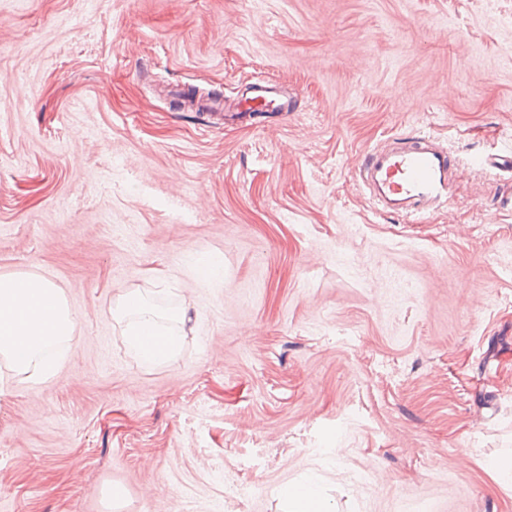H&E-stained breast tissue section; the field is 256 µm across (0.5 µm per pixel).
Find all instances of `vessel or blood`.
Masks as SVG:
<instances>
[{"mask_svg": "<svg viewBox=\"0 0 512 512\" xmlns=\"http://www.w3.org/2000/svg\"><path fill=\"white\" fill-rule=\"evenodd\" d=\"M244 106L269 112L279 107L277 93L261 82L252 83ZM454 159L430 135L394 138L369 152L358 178L383 212L425 217L443 200L452 186Z\"/></svg>", "mask_w": 512, "mask_h": 512, "instance_id": "1", "label": "vessel or blood"}]
</instances>
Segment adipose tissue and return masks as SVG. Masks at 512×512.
<instances>
[{
    "label": "adipose tissue",
    "mask_w": 512,
    "mask_h": 512,
    "mask_svg": "<svg viewBox=\"0 0 512 512\" xmlns=\"http://www.w3.org/2000/svg\"><path fill=\"white\" fill-rule=\"evenodd\" d=\"M112 315L123 322L127 345L144 362L170 359L182 345L184 312H157L140 292L127 293ZM75 329L62 288L34 274L0 275V367L13 381L38 382L53 374Z\"/></svg>",
    "instance_id": "1"
}]
</instances>
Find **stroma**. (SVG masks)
Wrapping results in <instances>:
<instances>
[{
	"mask_svg": "<svg viewBox=\"0 0 512 512\" xmlns=\"http://www.w3.org/2000/svg\"><path fill=\"white\" fill-rule=\"evenodd\" d=\"M257 78L284 111L171 106ZM419 133L456 160L421 223L356 177ZM509 152L512 0H0V274L77 315L0 386V512H512V173L472 162ZM130 290L189 303L177 356L128 350ZM289 498L292 500L294 508L292 512H322L318 496L314 486L311 483L289 488Z\"/></svg>",
	"mask_w": 512,
	"mask_h": 512,
	"instance_id": "obj_1",
	"label": "stroma"
}]
</instances>
